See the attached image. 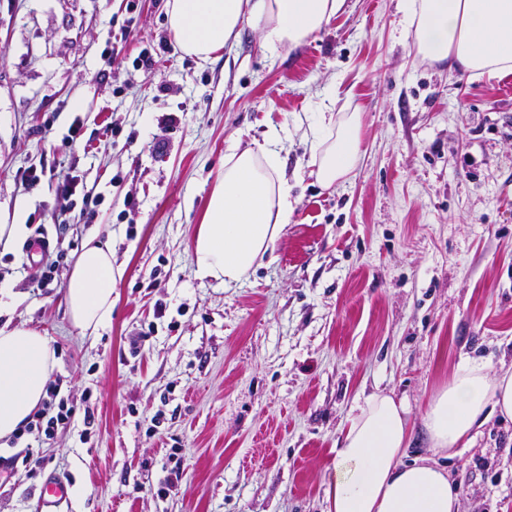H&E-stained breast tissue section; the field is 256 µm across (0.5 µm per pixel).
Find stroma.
<instances>
[{"instance_id": "1", "label": "stroma", "mask_w": 512, "mask_h": 512, "mask_svg": "<svg viewBox=\"0 0 512 512\" xmlns=\"http://www.w3.org/2000/svg\"><path fill=\"white\" fill-rule=\"evenodd\" d=\"M126 3L0 0V221L24 225L0 239V327L49 338L48 380L76 411L52 439L0 441V512H38L51 474L72 484L62 512H326L336 440L377 392L407 402L406 458L448 472L459 512H512V420L488 414L450 451L422 425L460 364L512 368L507 76L421 61L400 0H346L273 59L247 23L202 65L166 0ZM327 106L362 116L361 158L329 188L308 134ZM274 127L296 202L274 260L231 286L197 278L190 245L229 141ZM31 166L45 175L27 190ZM66 178L98 206L59 234ZM38 224L64 253L50 288L25 249ZM93 236L121 276L110 324L85 336L63 293Z\"/></svg>"}]
</instances>
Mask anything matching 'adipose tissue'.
I'll use <instances>...</instances> for the list:
<instances>
[{"instance_id": "obj_1", "label": "adipose tissue", "mask_w": 512, "mask_h": 512, "mask_svg": "<svg viewBox=\"0 0 512 512\" xmlns=\"http://www.w3.org/2000/svg\"><path fill=\"white\" fill-rule=\"evenodd\" d=\"M345 0H167V21L180 51L208 61L237 39L245 22L260 27L268 56L304 44L342 11ZM408 31L422 61L475 77L512 72V0H403ZM313 163L323 187L347 176L360 156V112L317 113ZM282 136L270 131L253 147L229 143L224 169L194 236L197 277L239 282L272 251L294 211L281 169ZM115 274L109 245L87 240L64 290L73 324L97 331L112 316ZM55 352L39 332L0 329V440L9 439L44 396ZM512 420V371L487 364L456 369L430 400L423 425L433 447L472 440L486 410ZM409 408L388 394L358 406L336 443V477L327 512H458L459 493L444 469L424 459L404 463Z\"/></svg>"}]
</instances>
